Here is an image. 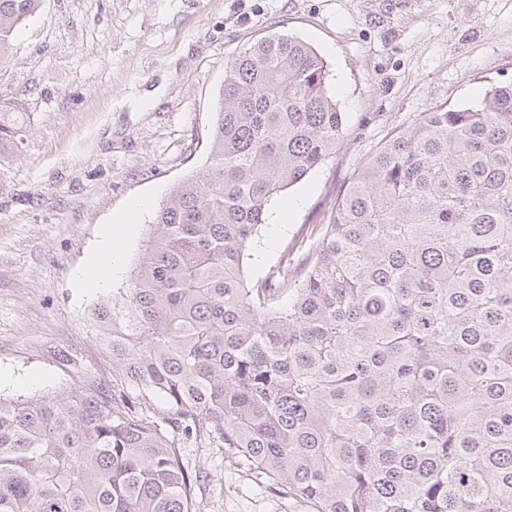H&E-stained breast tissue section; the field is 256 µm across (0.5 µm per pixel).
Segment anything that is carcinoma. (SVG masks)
<instances>
[{
  "label": "carcinoma",
  "mask_w": 512,
  "mask_h": 512,
  "mask_svg": "<svg viewBox=\"0 0 512 512\" xmlns=\"http://www.w3.org/2000/svg\"><path fill=\"white\" fill-rule=\"evenodd\" d=\"M42 0H0V62ZM323 58L224 67L202 168L92 310L112 387L0 399V512H193L202 438L314 512H512V82L386 136L315 244L256 280L271 202L341 145ZM0 104V158L21 152Z\"/></svg>",
  "instance_id": "obj_1"
}]
</instances>
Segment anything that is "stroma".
Instances as JSON below:
<instances>
[{
	"mask_svg": "<svg viewBox=\"0 0 512 512\" xmlns=\"http://www.w3.org/2000/svg\"><path fill=\"white\" fill-rule=\"evenodd\" d=\"M277 32L325 59L347 134L273 203L252 278L326 222L388 133L512 82V0H43L0 63V102L29 123L22 153L0 163L1 399L111 384L91 311L127 287L159 205L204 164L226 63ZM144 198L122 274L81 293L74 272L102 228ZM182 455L200 474L194 512H313L223 449L190 443Z\"/></svg>",
	"mask_w": 512,
	"mask_h": 512,
	"instance_id": "stroma-1",
	"label": "stroma"
}]
</instances>
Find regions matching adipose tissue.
Instances as JSON below:
<instances>
[{
    "label": "adipose tissue",
    "mask_w": 512,
    "mask_h": 512,
    "mask_svg": "<svg viewBox=\"0 0 512 512\" xmlns=\"http://www.w3.org/2000/svg\"><path fill=\"white\" fill-rule=\"evenodd\" d=\"M128 216H120L116 225L105 227L87 263L75 274L78 288L96 293L109 290L123 267L128 239Z\"/></svg>",
    "instance_id": "1"
}]
</instances>
